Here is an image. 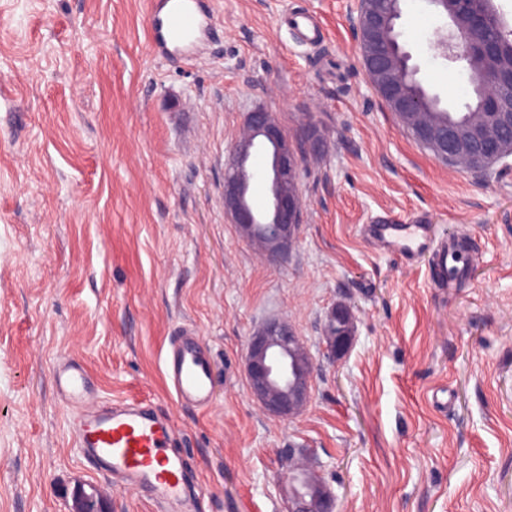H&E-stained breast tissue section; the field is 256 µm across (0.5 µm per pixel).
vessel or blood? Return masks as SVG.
<instances>
[{"label": "vessel or blood", "instance_id": "vessel-or-blood-1", "mask_svg": "<svg viewBox=\"0 0 512 512\" xmlns=\"http://www.w3.org/2000/svg\"><path fill=\"white\" fill-rule=\"evenodd\" d=\"M213 16L211 0H162L148 19L152 50L166 58H187L212 34ZM361 232L377 251L405 263L431 260V287H455L448 268L461 257L454 239L437 235L433 225L384 219L362 225ZM164 370L178 403L202 410L212 406L214 374L195 332L183 330L165 356ZM50 380L73 410L70 431L78 453L111 485L149 495L159 512H181L183 459L170 451L169 420L141 405L100 401L83 365L74 358L58 359Z\"/></svg>", "mask_w": 512, "mask_h": 512}]
</instances>
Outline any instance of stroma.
Returning <instances> with one entry per match:
<instances>
[{"label":"stroma","instance_id":"35a3bbf8","mask_svg":"<svg viewBox=\"0 0 512 512\" xmlns=\"http://www.w3.org/2000/svg\"><path fill=\"white\" fill-rule=\"evenodd\" d=\"M219 36L185 66L149 46V0H0V512H68L105 482L73 447L50 383L79 360L103 401L168 415L196 512H286L283 453L320 463L336 512H512V170L441 164L370 89L351 0H214ZM311 15L321 44L282 24ZM442 20L404 0L400 42L423 86L463 111V63L430 47ZM261 106L303 151L302 222L266 258L224 212V170ZM475 245L460 287L377 252L368 216ZM353 341L326 353L332 309ZM313 363L294 418L250 394L266 320ZM195 328L216 401L177 404L166 349Z\"/></svg>","mask_w":512,"mask_h":512}]
</instances>
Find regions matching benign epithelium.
I'll use <instances>...</instances> for the list:
<instances>
[{
	"instance_id": "benign-epithelium-1",
	"label": "benign epithelium",
	"mask_w": 512,
	"mask_h": 512,
	"mask_svg": "<svg viewBox=\"0 0 512 512\" xmlns=\"http://www.w3.org/2000/svg\"><path fill=\"white\" fill-rule=\"evenodd\" d=\"M354 0L350 19L365 76L384 106L411 129L420 144L452 168L479 171L488 163L512 168V60H496L497 47L487 41L488 14L472 0H443L452 5L448 24L435 32L436 55L463 62L469 71L473 101L455 117L440 119L420 97L408 90L414 72L396 35L398 0ZM263 150L268 202L258 211L251 200L249 162ZM300 159L272 113L257 107L247 113L245 132L233 146L224 172V210L232 223L252 240L262 242L269 257L287 253L298 224L301 202L297 191ZM327 354L336 358L352 345V336H326ZM245 368L251 395L265 412L282 419L297 415L307 403L312 360L296 331L271 319L251 336ZM288 512H335V495L314 466L308 473H287ZM71 512H105L95 491L76 485Z\"/></svg>"
}]
</instances>
